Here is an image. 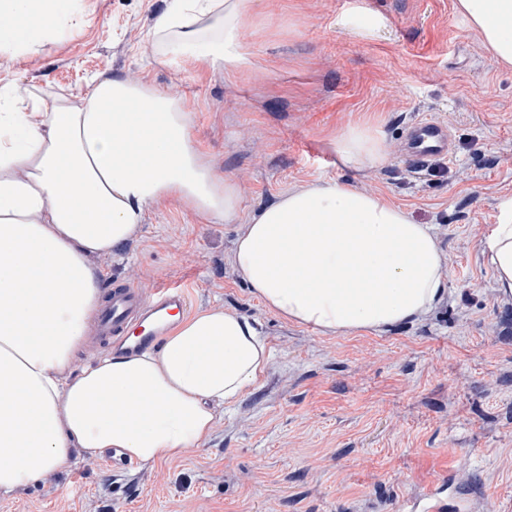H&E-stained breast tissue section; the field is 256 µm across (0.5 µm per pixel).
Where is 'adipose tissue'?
<instances>
[{
  "label": "adipose tissue",
  "mask_w": 512,
  "mask_h": 512,
  "mask_svg": "<svg viewBox=\"0 0 512 512\" xmlns=\"http://www.w3.org/2000/svg\"><path fill=\"white\" fill-rule=\"evenodd\" d=\"M255 0H171L152 34L170 64L250 69L243 34ZM485 48L512 66V0H457ZM84 0H0V57L17 61L85 22ZM348 169L388 158L378 128L354 124L330 142ZM174 198L214 222L240 219L191 136L182 100L149 84L103 77L77 101L0 89V492L120 449L144 464L171 460L210 436L263 374L269 348L227 309L177 315L158 351L112 354L71 373L100 299L89 258L133 239L149 208ZM488 247L512 293V199ZM234 262L284 319L324 334L385 332L427 313L446 290L430 225L380 197L329 179L288 191L246 224Z\"/></svg>",
  "instance_id": "obj_1"
}]
</instances>
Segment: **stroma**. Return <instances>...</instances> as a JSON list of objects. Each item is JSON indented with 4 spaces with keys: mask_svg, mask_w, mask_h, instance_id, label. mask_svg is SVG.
Returning a JSON list of instances; mask_svg holds the SVG:
<instances>
[{
    "mask_svg": "<svg viewBox=\"0 0 512 512\" xmlns=\"http://www.w3.org/2000/svg\"><path fill=\"white\" fill-rule=\"evenodd\" d=\"M169 0H86L87 22L10 66L0 88L85 94L101 75L182 99L196 148L238 188L236 224L167 199L140 232L92 256L101 285H180L190 310L256 322L270 360L255 388L217 408L208 441L116 476L105 455L0 494V512H405L433 480L471 512H512V294L498 291L487 240L512 198V67L485 50L455 0H261L254 65L233 78L153 52ZM448 126L454 155L423 167L401 151L407 126ZM370 122L389 159L348 170L327 146ZM335 179L432 225L446 291L389 331L323 334L283 319L250 291L235 242L263 207Z\"/></svg>",
    "mask_w": 512,
    "mask_h": 512,
    "instance_id": "35a3bbf8",
    "label": "stroma"
}]
</instances>
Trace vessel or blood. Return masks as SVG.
Returning a JSON list of instances; mask_svg holds the SVG:
<instances>
[{"mask_svg":"<svg viewBox=\"0 0 512 512\" xmlns=\"http://www.w3.org/2000/svg\"><path fill=\"white\" fill-rule=\"evenodd\" d=\"M406 151L410 162L416 165L447 157V127L429 118L416 121L408 130ZM187 306L188 297L182 288L163 287L148 294L129 284H111L98 317L99 340L111 344L116 353L154 347L159 335L145 332L144 323L158 314L184 312Z\"/></svg>","mask_w":512,"mask_h":512,"instance_id":"b4317fda","label":"vessel or blood"}]
</instances>
